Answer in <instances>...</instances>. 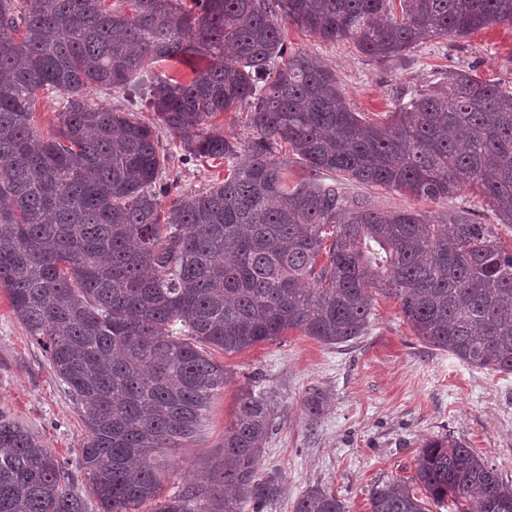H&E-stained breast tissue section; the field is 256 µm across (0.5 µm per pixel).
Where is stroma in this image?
<instances>
[{
	"instance_id": "35a3bbf8",
	"label": "stroma",
	"mask_w": 512,
	"mask_h": 512,
	"mask_svg": "<svg viewBox=\"0 0 512 512\" xmlns=\"http://www.w3.org/2000/svg\"><path fill=\"white\" fill-rule=\"evenodd\" d=\"M291 50L305 51L332 67L346 97L367 119L382 120L400 89H423L434 66L475 67L485 78L512 85V25L497 23L464 39L437 38L400 63L380 64L352 40L325 41L287 26ZM383 212L412 209L440 220L456 199L419 201L381 187L350 185ZM231 377L213 398L196 436L160 457L164 493L193 480L222 460L224 428L235 417L243 390L257 388L273 416V433L261 472L276 476L285 493L265 512H292L297 497L315 487L333 491L348 512H369L372 490L389 481L409 482L425 443L451 435L512 484V374L479 370L414 335L395 297H374L371 329L349 346L322 344L288 332L245 351L208 349ZM325 396L318 418L303 401ZM0 415L24 424L74 479L86 512H98L80 465L86 435L81 407L53 373L42 349L12 313L0 289Z\"/></svg>"
}]
</instances>
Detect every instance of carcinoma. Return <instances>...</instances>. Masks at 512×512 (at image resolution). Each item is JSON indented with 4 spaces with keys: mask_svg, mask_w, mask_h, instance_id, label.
I'll return each instance as SVG.
<instances>
[{
    "mask_svg": "<svg viewBox=\"0 0 512 512\" xmlns=\"http://www.w3.org/2000/svg\"><path fill=\"white\" fill-rule=\"evenodd\" d=\"M505 22L512 0H0V288L81 405L99 512H264L282 496L259 468L268 403L245 390L220 466L160 498L157 458L195 437L229 379L208 345L236 353L294 330L344 345L368 333L379 292L419 339L512 373V247L467 207L433 224L346 191L469 192L511 227L512 89L436 70L370 122L285 37L291 24L350 38L388 62ZM193 55L211 66L174 70ZM98 88L125 103L94 101ZM48 92L63 107L46 139L34 108ZM237 110L256 132L246 142L213 123ZM175 158L208 159L224 178L173 197ZM294 162L308 177L292 185ZM412 482L376 486L370 512H512V485L448 437L424 445ZM0 512H86L64 464L2 417ZM293 512L346 506L315 488Z\"/></svg>",
    "mask_w": 512,
    "mask_h": 512,
    "instance_id": "carcinoma-1",
    "label": "carcinoma"
}]
</instances>
